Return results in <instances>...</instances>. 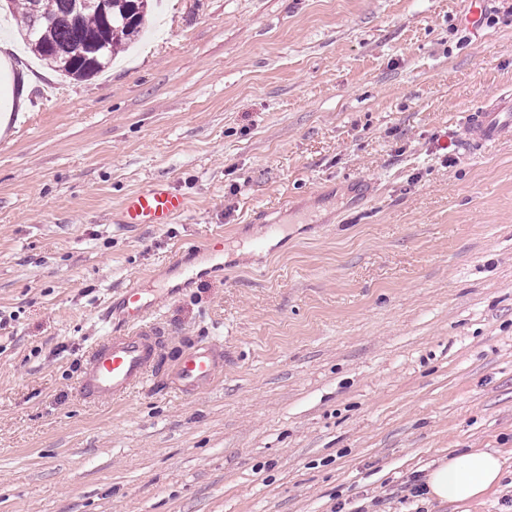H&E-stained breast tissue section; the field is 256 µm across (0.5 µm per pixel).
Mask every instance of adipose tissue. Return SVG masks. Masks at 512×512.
<instances>
[{"label": "adipose tissue", "mask_w": 512, "mask_h": 512, "mask_svg": "<svg viewBox=\"0 0 512 512\" xmlns=\"http://www.w3.org/2000/svg\"><path fill=\"white\" fill-rule=\"evenodd\" d=\"M503 460L498 453L463 449L448 461L428 465L422 477L427 498L461 503L482 498L499 487Z\"/></svg>", "instance_id": "ef3b65f1"}]
</instances>
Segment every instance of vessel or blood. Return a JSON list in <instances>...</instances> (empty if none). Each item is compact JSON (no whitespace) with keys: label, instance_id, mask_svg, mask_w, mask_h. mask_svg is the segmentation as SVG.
<instances>
[{"label":"vessel or blood","instance_id":"obj_1","mask_svg":"<svg viewBox=\"0 0 512 512\" xmlns=\"http://www.w3.org/2000/svg\"><path fill=\"white\" fill-rule=\"evenodd\" d=\"M508 131L512 132V93L489 99L466 115L463 143L475 150ZM186 206V199L179 192L152 185L124 199L120 221L166 225ZM112 304L122 317L123 327L111 331L87 355L79 379L87 398H119L158 378L188 398L216 385L218 371L224 365L222 343L199 341L176 357H168L166 334L151 317L155 303L142 289H121Z\"/></svg>","mask_w":512,"mask_h":512}]
</instances>
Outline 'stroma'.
I'll return each instance as SVG.
<instances>
[{
    "instance_id": "obj_1",
    "label": "stroma",
    "mask_w": 512,
    "mask_h": 512,
    "mask_svg": "<svg viewBox=\"0 0 512 512\" xmlns=\"http://www.w3.org/2000/svg\"><path fill=\"white\" fill-rule=\"evenodd\" d=\"M164 0L106 72L51 73L0 143V512H501L512 500V132L459 143L512 92V0ZM162 181L187 207L119 221ZM286 239L253 251L267 227ZM161 297L169 355L223 341L218 383L93 404L119 289ZM461 448L476 501L413 498ZM502 457L497 452L478 449L457 451L448 462L432 463L424 468L422 484L410 489L412 497H425L448 503H461L482 498L500 486Z\"/></svg>"
}]
</instances>
